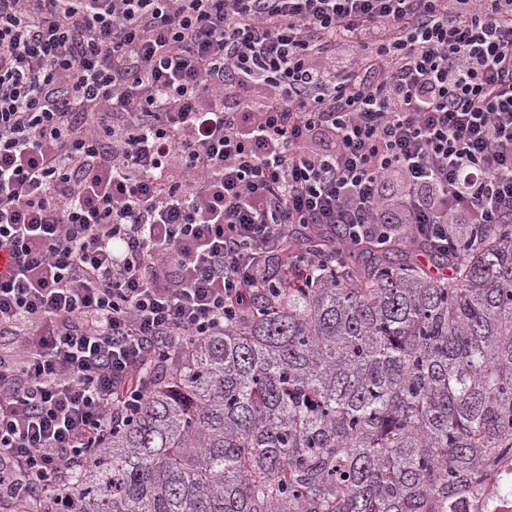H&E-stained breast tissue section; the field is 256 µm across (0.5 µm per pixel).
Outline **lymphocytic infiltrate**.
I'll list each match as a JSON object with an SVG mask.
<instances>
[{
    "label": "lymphocytic infiltrate",
    "instance_id": "obj_1",
    "mask_svg": "<svg viewBox=\"0 0 512 512\" xmlns=\"http://www.w3.org/2000/svg\"><path fill=\"white\" fill-rule=\"evenodd\" d=\"M302 225L512 224V0H0V512L218 336Z\"/></svg>",
    "mask_w": 512,
    "mask_h": 512
}]
</instances>
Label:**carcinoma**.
Masks as SVG:
<instances>
[{"instance_id": "1", "label": "carcinoma", "mask_w": 512, "mask_h": 512, "mask_svg": "<svg viewBox=\"0 0 512 512\" xmlns=\"http://www.w3.org/2000/svg\"><path fill=\"white\" fill-rule=\"evenodd\" d=\"M308 285L177 355L94 449L72 512H467L512 457V224L457 227L456 262L321 238Z\"/></svg>"}]
</instances>
